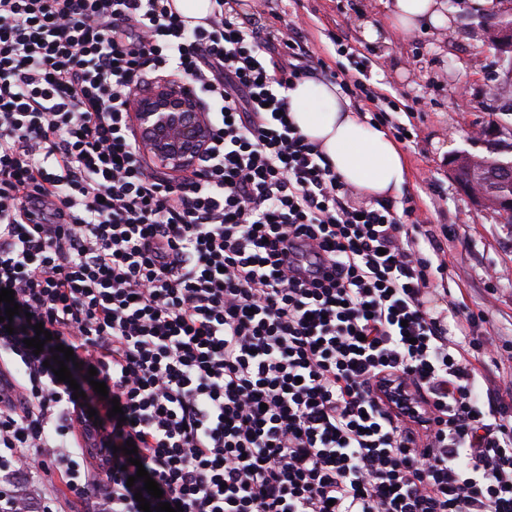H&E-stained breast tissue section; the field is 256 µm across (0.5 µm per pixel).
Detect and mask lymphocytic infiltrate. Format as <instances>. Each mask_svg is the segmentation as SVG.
I'll use <instances>...</instances> for the list:
<instances>
[{"mask_svg":"<svg viewBox=\"0 0 512 512\" xmlns=\"http://www.w3.org/2000/svg\"><path fill=\"white\" fill-rule=\"evenodd\" d=\"M158 71L208 110L179 176L131 124ZM316 77L404 139L381 89L225 0L194 27L172 0H0V289L20 307L0 323V512H62L31 494L51 473L92 512H140L141 467L183 512H512L496 341L451 333L469 309L437 292L415 206L351 204L291 121L285 89Z\"/></svg>","mask_w":512,"mask_h":512,"instance_id":"1","label":"lymphocytic infiltrate"}]
</instances>
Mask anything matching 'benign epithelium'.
<instances>
[{"mask_svg": "<svg viewBox=\"0 0 512 512\" xmlns=\"http://www.w3.org/2000/svg\"><path fill=\"white\" fill-rule=\"evenodd\" d=\"M496 48L512 49V24L493 19ZM133 124L139 147L153 167L177 173L195 165L210 138L201 101L182 80L163 78L135 90ZM453 178L472 201L512 216V165L485 167L484 158L460 154L450 163Z\"/></svg>", "mask_w": 512, "mask_h": 512, "instance_id": "benign-epithelium-1", "label": "benign epithelium"}]
</instances>
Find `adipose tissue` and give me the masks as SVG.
Here are the masks:
<instances>
[{
    "label": "adipose tissue",
    "mask_w": 512,
    "mask_h": 512,
    "mask_svg": "<svg viewBox=\"0 0 512 512\" xmlns=\"http://www.w3.org/2000/svg\"><path fill=\"white\" fill-rule=\"evenodd\" d=\"M379 2L388 23L405 32L444 23L440 0ZM287 96L291 120L309 141L318 144L345 183L368 198L391 199L405 181V166L386 132L368 125L335 85L303 80Z\"/></svg>",
    "instance_id": "adipose-tissue-1"
}]
</instances>
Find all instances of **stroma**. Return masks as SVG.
<instances>
[{"mask_svg":"<svg viewBox=\"0 0 512 512\" xmlns=\"http://www.w3.org/2000/svg\"><path fill=\"white\" fill-rule=\"evenodd\" d=\"M234 8L254 27L303 24L310 49L332 68L342 58L331 36L342 31L368 58L370 84L393 100L407 95L413 111L397 118L414 124L418 136L399 144L407 176L393 203L399 208L414 198L419 218L441 243L444 288L479 314L473 323L459 320V331L511 341L512 223L474 205L449 172L460 153L512 160V112L487 94L503 70L484 30L493 0H455L445 26L409 34L382 29L375 42L364 39L363 29L380 26L377 0H274L265 13L253 0H236Z\"/></svg>","mask_w":512,"mask_h":512,"instance_id":"stroma-1","label":"stroma"}]
</instances>
